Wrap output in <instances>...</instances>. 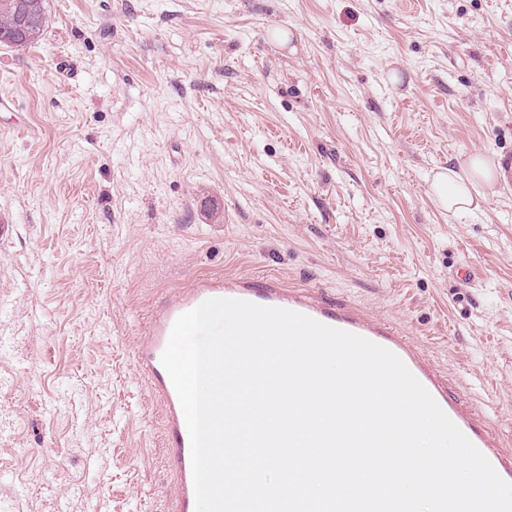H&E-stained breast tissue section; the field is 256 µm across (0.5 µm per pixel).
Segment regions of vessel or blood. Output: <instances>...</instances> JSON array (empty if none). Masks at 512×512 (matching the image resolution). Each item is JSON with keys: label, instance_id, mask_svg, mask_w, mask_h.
<instances>
[{"label": "vessel or blood", "instance_id": "b4317fda", "mask_svg": "<svg viewBox=\"0 0 512 512\" xmlns=\"http://www.w3.org/2000/svg\"><path fill=\"white\" fill-rule=\"evenodd\" d=\"M210 298H233L289 309L325 325L362 336L396 354L427 389L449 419L489 460L504 480L512 481V448L487 423L484 415L461 401L454 381L427 359L393 323L350 303L327 301L305 288H291L277 277L237 274L195 278L169 298L153 316L136 346V363L162 410L164 463L174 478L172 512H195L190 439L173 383L161 363L176 319Z\"/></svg>", "mask_w": 512, "mask_h": 512}]
</instances>
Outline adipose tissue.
I'll return each mask as SVG.
<instances>
[{
	"label": "adipose tissue",
	"mask_w": 512,
	"mask_h": 512,
	"mask_svg": "<svg viewBox=\"0 0 512 512\" xmlns=\"http://www.w3.org/2000/svg\"><path fill=\"white\" fill-rule=\"evenodd\" d=\"M501 162L474 157L468 174L448 168L437 172L431 183L432 195L439 206L452 213L475 212L487 198V191L506 181Z\"/></svg>",
	"instance_id": "ef3b65f1"
}]
</instances>
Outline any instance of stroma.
<instances>
[{"instance_id": "obj_1", "label": "stroma", "mask_w": 512, "mask_h": 512, "mask_svg": "<svg viewBox=\"0 0 512 512\" xmlns=\"http://www.w3.org/2000/svg\"><path fill=\"white\" fill-rule=\"evenodd\" d=\"M0 44V512H169L135 360L203 275L390 319L512 443V0H47ZM500 181H507L501 161L476 156L464 176L451 167L437 172L432 179L431 192L437 204L448 212H475L481 210L480 201L487 200L486 189L491 190Z\"/></svg>"}]
</instances>
